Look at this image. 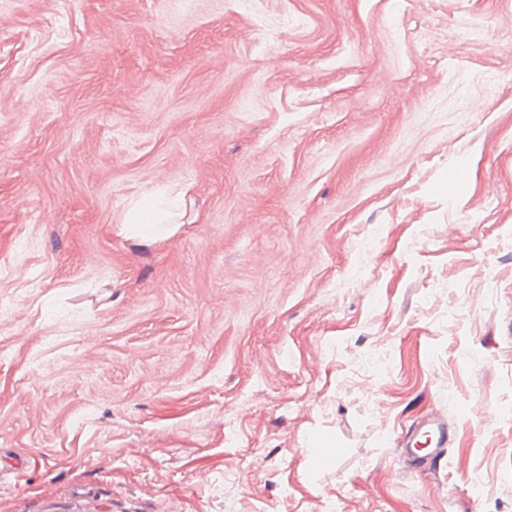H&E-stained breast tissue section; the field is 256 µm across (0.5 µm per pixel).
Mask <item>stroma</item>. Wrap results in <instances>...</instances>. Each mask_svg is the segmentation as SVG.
Returning <instances> with one entry per match:
<instances>
[{"mask_svg": "<svg viewBox=\"0 0 512 512\" xmlns=\"http://www.w3.org/2000/svg\"><path fill=\"white\" fill-rule=\"evenodd\" d=\"M1 307L0 512H512V0H0ZM424 439V442L422 441ZM421 444L428 445L427 455H436L439 448L448 444V420L435 408L398 438L397 446L405 454H417Z\"/></svg>", "mask_w": 512, "mask_h": 512, "instance_id": "stroma-1", "label": "stroma"}]
</instances>
